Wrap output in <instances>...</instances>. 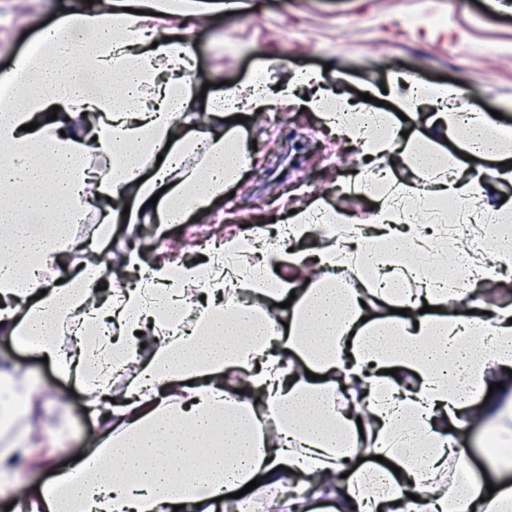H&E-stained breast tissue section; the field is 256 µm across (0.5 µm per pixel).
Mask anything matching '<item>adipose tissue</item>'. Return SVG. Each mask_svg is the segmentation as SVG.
<instances>
[{
  "instance_id": "adipose-tissue-1",
  "label": "adipose tissue",
  "mask_w": 512,
  "mask_h": 512,
  "mask_svg": "<svg viewBox=\"0 0 512 512\" xmlns=\"http://www.w3.org/2000/svg\"><path fill=\"white\" fill-rule=\"evenodd\" d=\"M95 0L42 30L36 48L0 76V327L76 375L90 414L109 425L97 448L58 471L38 495L19 493L25 512H212L217 497L261 484L248 512H310V496L336 512H512V460L487 452L496 492L458 444L475 422L512 434V399L488 396L512 369V303H488L485 284L512 271V204L492 203L490 184L466 181L465 156L499 157L512 130L461 103L457 90L423 87L436 106L432 136L400 139L388 113L365 109L307 73L272 91L226 86L209 99V123L191 106L203 82L191 72L189 21L225 12V0ZM310 96H303L302 88ZM66 129L45 122L52 106ZM278 105L319 113L371 163L390 159L360 187L374 204L365 221L314 199L285 227L258 226L226 239L209 263L130 256L119 276L93 264L65 277L70 229L93 196L134 197L135 223L160 205V225L206 214L249 163V144L225 120L238 108ZM99 117L89 141L86 115ZM464 130L462 157L437 151ZM105 159V170L86 157ZM198 154L202 168L187 166ZM161 157L144 176V157ZM417 179L399 181L395 166ZM427 197L430 208L416 207ZM470 197L471 219L494 214L480 249L449 257L442 202ZM310 238L308 253L294 242ZM435 256L432 265L424 253ZM455 259L460 280L436 273ZM321 272L302 278V268ZM242 299L227 300L229 285ZM205 301L191 325L176 311L187 293ZM468 303L472 313L443 308ZM80 342L66 351L62 331ZM155 352L139 357L140 334ZM129 372L122 390L112 376ZM207 477H184L198 454Z\"/></svg>"
}]
</instances>
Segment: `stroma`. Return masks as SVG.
I'll return each mask as SVG.
<instances>
[{"instance_id": "obj_1", "label": "stroma", "mask_w": 512, "mask_h": 512, "mask_svg": "<svg viewBox=\"0 0 512 512\" xmlns=\"http://www.w3.org/2000/svg\"><path fill=\"white\" fill-rule=\"evenodd\" d=\"M86 0H0V73L36 47L35 33L51 16L78 10ZM194 65L212 83L246 84L264 73L268 86L301 71H316L325 86L351 99L380 90L397 75L430 85L445 82L465 101L501 113L512 129V0H248L231 14L193 29ZM255 142L251 163L232 184V196L207 216L167 227L157 238L158 214L140 223H117L112 239H97L95 216L72 229L75 246L92 245L103 257L127 252L156 254L178 243L179 254L203 255L212 228L224 236L253 225L286 223L290 210L321 198L356 219L371 214L368 198L353 186L356 151L329 133L314 112L277 106L239 124ZM14 372L28 388L43 391L31 412L0 421V449L27 439L28 462L15 480L31 489L49 469L71 463L97 447L104 431L85 413V392L55 366L20 348L0 332V371ZM69 422L58 438L61 422Z\"/></svg>"}]
</instances>
